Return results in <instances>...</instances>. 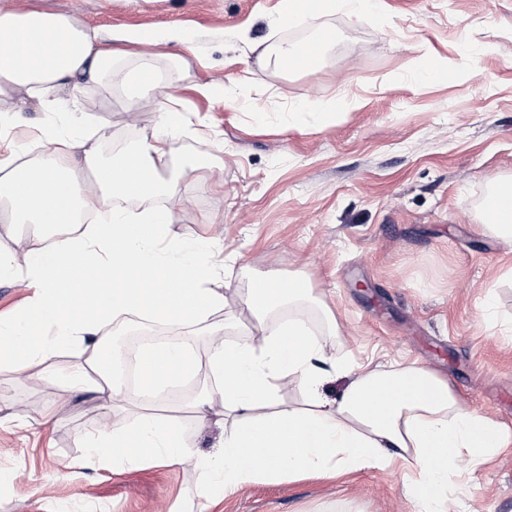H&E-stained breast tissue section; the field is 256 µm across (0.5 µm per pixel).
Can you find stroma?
I'll return each instance as SVG.
<instances>
[{"mask_svg":"<svg viewBox=\"0 0 512 512\" xmlns=\"http://www.w3.org/2000/svg\"><path fill=\"white\" fill-rule=\"evenodd\" d=\"M278 0H0V13H61L111 37L127 29L181 30L167 45L184 67L164 70L139 104L121 90L82 89L95 112L28 109V126L105 129L104 150L151 135L163 104L186 118L167 143L165 177L177 183L182 241L211 239L224 267V307L208 322L132 320L120 336L163 334L206 357L212 327L225 343L259 325L248 293L265 278L301 277L326 346L328 401L354 378L418 362L446 378L461 405L512 428V242L482 228L498 179L512 178V0H379L351 24L346 10H307L273 28ZM333 35L312 69L274 68L249 42ZM441 63L429 80L430 62ZM334 118L322 122V113ZM203 150L206 168L194 159ZM125 392L100 402L53 379L0 372V512H414L400 471L366 467L299 473L207 492L197 467L224 438L191 407L208 385ZM151 415L176 423L192 449L179 462L90 465L83 435L106 419ZM459 512H512V446L473 468Z\"/></svg>","mask_w":512,"mask_h":512,"instance_id":"stroma-1","label":"stroma"}]
</instances>
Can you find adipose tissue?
I'll use <instances>...</instances> for the list:
<instances>
[{"mask_svg":"<svg viewBox=\"0 0 512 512\" xmlns=\"http://www.w3.org/2000/svg\"><path fill=\"white\" fill-rule=\"evenodd\" d=\"M170 39L135 29L106 47L96 30L65 15L0 14V102L7 104L0 111V212L5 223L47 230L24 262L0 250V275L37 288L29 307L0 320V370L47 377L58 353L69 351L79 362L64 385L111 403L122 387L112 375L108 326L136 316L202 323L223 309L224 278L212 242L186 243L171 234L177 186L161 174L167 139L178 125L171 113L161 111L154 133L137 146L107 158L101 129L40 128V139L54 146L50 161L41 163L22 159L12 134L16 114L28 105L52 112L65 99L73 111H84L78 92L89 84L127 88L128 103H135L160 66L154 54H132L131 45ZM159 197L167 207L152 208ZM118 199L148 207L129 212L115 207ZM305 292L300 278L285 288L263 279L249 297L264 312L302 301ZM211 333L216 341L206 362L174 344L143 353L141 375L159 392L206 367L214 388L196 409L206 414L220 395L234 426L221 451L198 456L197 465L225 491L293 473L398 466L420 512H456L448 479L460 475V457L480 464L512 444V428L460 405L445 378L414 362L356 375L339 399L323 400L317 362L325 347L301 318L261 322L259 337L231 346L222 328ZM287 382L304 390L307 411L279 407ZM82 446L91 464L116 468L148 458L172 464L188 452L176 426L150 416L133 429L105 423Z\"/></svg>","mask_w":512,"mask_h":512,"instance_id":"ef3b65f1","label":"adipose tissue"}]
</instances>
